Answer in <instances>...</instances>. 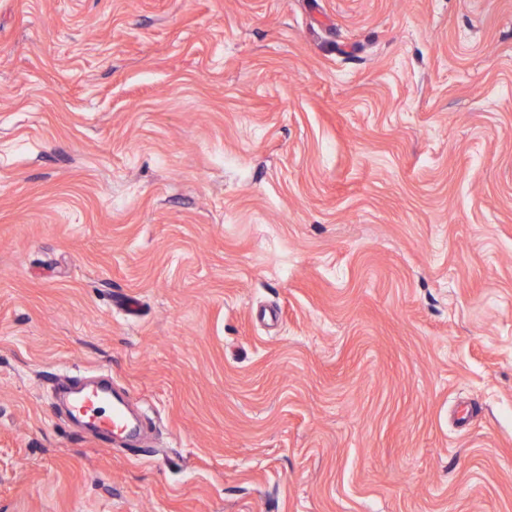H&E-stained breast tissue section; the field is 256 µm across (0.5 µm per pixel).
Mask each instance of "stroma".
<instances>
[{"label": "stroma", "mask_w": 512, "mask_h": 512, "mask_svg": "<svg viewBox=\"0 0 512 512\" xmlns=\"http://www.w3.org/2000/svg\"><path fill=\"white\" fill-rule=\"evenodd\" d=\"M0 512H512V0H0ZM108 408V411L106 410ZM71 414H78L85 422L94 424L112 436L114 441L121 435L124 422L123 404L112 396L107 387L92 389L88 393H77L71 407Z\"/></svg>", "instance_id": "stroma-1"}]
</instances>
